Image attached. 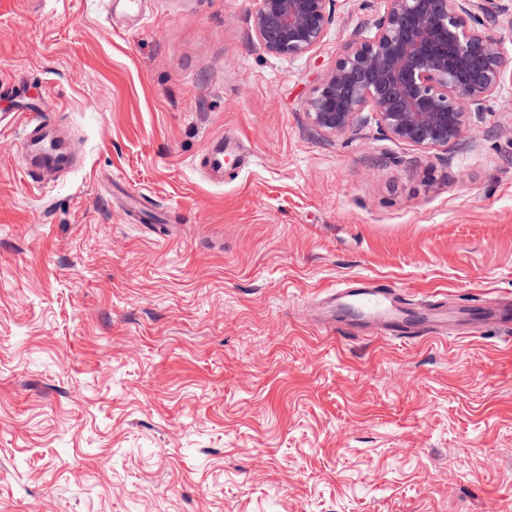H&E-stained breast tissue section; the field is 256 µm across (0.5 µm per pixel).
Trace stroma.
<instances>
[{"label": "stroma", "mask_w": 512, "mask_h": 512, "mask_svg": "<svg viewBox=\"0 0 512 512\" xmlns=\"http://www.w3.org/2000/svg\"><path fill=\"white\" fill-rule=\"evenodd\" d=\"M0 0V512H512V328H334L367 277L512 301V85L447 148L331 134L255 0ZM74 167L38 182L16 78ZM240 166L201 167L217 139Z\"/></svg>", "instance_id": "1"}]
</instances>
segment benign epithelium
I'll return each mask as SVG.
<instances>
[{"label": "benign epithelium", "mask_w": 512, "mask_h": 512, "mask_svg": "<svg viewBox=\"0 0 512 512\" xmlns=\"http://www.w3.org/2000/svg\"><path fill=\"white\" fill-rule=\"evenodd\" d=\"M252 29L265 50L298 58L324 39L331 0H256ZM512 0H392L371 37L350 41L307 100L314 124L341 134L376 115L389 137L446 147L481 119L512 66L489 33Z\"/></svg>", "instance_id": "1"}]
</instances>
